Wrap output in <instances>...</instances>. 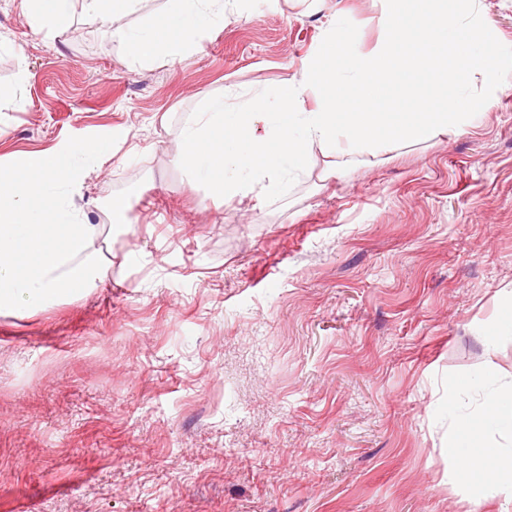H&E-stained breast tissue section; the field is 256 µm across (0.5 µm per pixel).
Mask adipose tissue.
Here are the masks:
<instances>
[{
  "label": "adipose tissue",
  "instance_id": "obj_1",
  "mask_svg": "<svg viewBox=\"0 0 512 512\" xmlns=\"http://www.w3.org/2000/svg\"><path fill=\"white\" fill-rule=\"evenodd\" d=\"M77 0H21L35 26L58 38L72 28ZM83 12L113 32L139 63L187 57L195 34L243 16L248 0H168L160 23L121 27L141 0H78ZM112 154L108 140L90 139L52 150H28L0 165V315L30 316L91 294L112 270V229L130 223L126 197L106 204V223H92L79 203L84 163ZM487 361L481 381L491 384L481 410L459 413L461 384L448 388L455 426L448 457L458 463L476 496L512 491V451L485 441L487 432L512 437V382H498Z\"/></svg>",
  "mask_w": 512,
  "mask_h": 512
}]
</instances>
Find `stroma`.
<instances>
[{
  "label": "stroma",
  "instance_id": "stroma-1",
  "mask_svg": "<svg viewBox=\"0 0 512 512\" xmlns=\"http://www.w3.org/2000/svg\"><path fill=\"white\" fill-rule=\"evenodd\" d=\"M373 0H252L183 60L132 61L75 11L58 40L0 0V162L89 138L94 223L115 195L112 273L92 294L0 316V512H512L448 458V386L476 411L487 360L512 378V76L480 123L396 144L281 200L223 202L171 155L190 112L297 75ZM144 255L124 265L127 251ZM27 82V74L24 67H19L14 85L2 91L0 88V107L5 104L15 109H21L25 105V86Z\"/></svg>",
  "mask_w": 512,
  "mask_h": 512
}]
</instances>
